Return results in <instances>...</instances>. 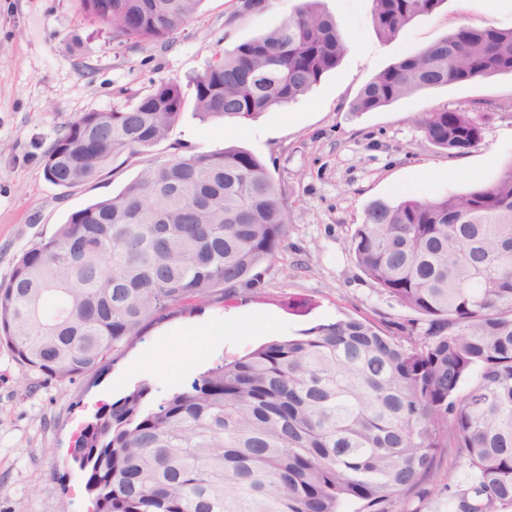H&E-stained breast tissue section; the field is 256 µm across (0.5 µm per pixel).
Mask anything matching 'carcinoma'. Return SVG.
<instances>
[{"label":"carcinoma","instance_id":"obj_1","mask_svg":"<svg viewBox=\"0 0 512 512\" xmlns=\"http://www.w3.org/2000/svg\"><path fill=\"white\" fill-rule=\"evenodd\" d=\"M112 41L162 43L203 0H75ZM444 0H372L397 38ZM448 32L376 74L350 105L374 112L417 92L512 75V29ZM348 50L344 30L302 0L276 29L216 54L190 79L204 118L246 120L306 95ZM181 84L161 79L123 108L68 121L44 157L61 188L168 138ZM485 113L423 112L426 138L463 154ZM288 199L267 165L228 146L175 152L116 195L73 212L26 248L0 284V344L59 382L101 371L177 306L254 283L288 247ZM366 279L417 317L384 329L340 318L207 370L147 409L143 384L99 408L74 459L94 512H388L459 448L475 480L459 512L512 508V161L464 193L375 202L351 238Z\"/></svg>","mask_w":512,"mask_h":512}]
</instances>
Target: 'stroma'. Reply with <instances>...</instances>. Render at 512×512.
<instances>
[{
  "label": "stroma",
  "instance_id": "stroma-1",
  "mask_svg": "<svg viewBox=\"0 0 512 512\" xmlns=\"http://www.w3.org/2000/svg\"><path fill=\"white\" fill-rule=\"evenodd\" d=\"M299 4L266 0L264 10L245 12L240 0H203L169 42L129 48L84 19L74 0H0V283L23 249L52 237L72 212L117 194L148 160L176 148L249 150L266 162L290 209L288 248L259 267L255 298L171 313L105 371L61 383L25 371L0 345V512H92L86 477L72 459L74 440L102 404L139 384L149 385L146 404L153 407L190 390L220 359L269 341L345 316L411 318L370 285L351 251L368 206L486 185L512 159L511 75L424 90L358 116L349 110L376 74L448 31L512 28V0H445L392 41L373 28L372 0H321L349 44L336 69L287 107L231 123L198 116L191 77L216 53L281 25ZM167 78L178 79L184 94L167 140L85 185L64 189L46 180L44 156L61 126L84 112L124 107ZM446 109L491 115L467 153L436 148L416 122L419 113ZM472 483L459 449H446L430 477L401 492L391 512H457L459 494Z\"/></svg>",
  "mask_w": 512,
  "mask_h": 512
}]
</instances>
